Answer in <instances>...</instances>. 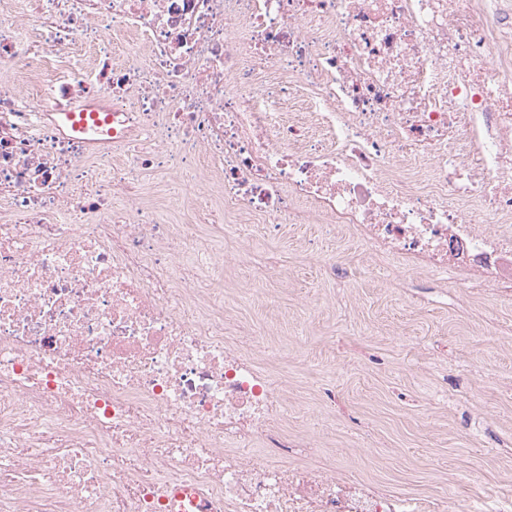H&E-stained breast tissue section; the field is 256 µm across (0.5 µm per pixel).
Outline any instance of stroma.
Instances as JSON below:
<instances>
[{
  "label": "stroma",
  "mask_w": 512,
  "mask_h": 512,
  "mask_svg": "<svg viewBox=\"0 0 512 512\" xmlns=\"http://www.w3.org/2000/svg\"><path fill=\"white\" fill-rule=\"evenodd\" d=\"M162 217L223 247L227 337L281 349L255 357L288 387L297 457L398 493L512 495V291L400 273L347 231L259 224L212 200Z\"/></svg>",
  "instance_id": "obj_1"
}]
</instances>
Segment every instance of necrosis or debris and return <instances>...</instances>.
<instances>
[{
    "label": "necrosis or debris",
    "instance_id": "1",
    "mask_svg": "<svg viewBox=\"0 0 512 512\" xmlns=\"http://www.w3.org/2000/svg\"><path fill=\"white\" fill-rule=\"evenodd\" d=\"M29 5L0 0V512H195L176 484L224 512H464L291 462L283 381L224 337L223 250L139 186L510 289L512 0ZM117 33L142 44L120 67ZM76 107L80 138L53 121Z\"/></svg>",
    "mask_w": 512,
    "mask_h": 512
}]
</instances>
